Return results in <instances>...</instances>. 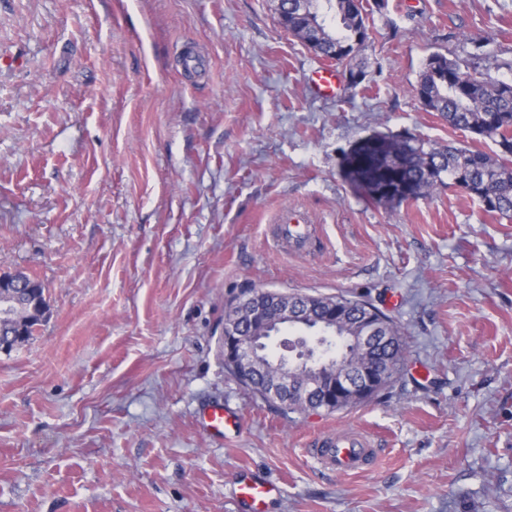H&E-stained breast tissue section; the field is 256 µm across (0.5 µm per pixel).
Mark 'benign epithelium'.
Instances as JSON below:
<instances>
[{"label": "benign epithelium", "instance_id": "obj_1", "mask_svg": "<svg viewBox=\"0 0 512 512\" xmlns=\"http://www.w3.org/2000/svg\"><path fill=\"white\" fill-rule=\"evenodd\" d=\"M28 282L22 273L0 274V326L13 329L12 338L0 339V351L9 352L17 343L13 337L24 335L33 322H41L47 308L41 299L24 291ZM321 300L314 296L295 297L258 289L249 299L235 302L224 312L222 353L224 363L238 377L248 380L254 372L265 374V388L275 398L288 403L308 404L319 397L327 408L336 399L363 400L385 376L381 366L371 360L378 345L392 340L379 331L377 317L369 314L360 321L358 333L349 337L357 358L344 357V346L332 336H319L316 346L304 347L291 357L269 355L270 337L265 329L278 331L307 319L304 308L317 309Z\"/></svg>", "mask_w": 512, "mask_h": 512}]
</instances>
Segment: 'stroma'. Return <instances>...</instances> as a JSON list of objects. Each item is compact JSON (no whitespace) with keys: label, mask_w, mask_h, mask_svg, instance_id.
Segmentation results:
<instances>
[{"label":"stroma","mask_w":512,"mask_h":512,"mask_svg":"<svg viewBox=\"0 0 512 512\" xmlns=\"http://www.w3.org/2000/svg\"><path fill=\"white\" fill-rule=\"evenodd\" d=\"M358 85L313 94L321 57L274 0H0V273L46 287L33 339L0 352V512H512V219L456 189L390 208L342 153L408 132L495 155L412 92L435 54L512 81V0H362ZM306 248L278 245L294 215ZM369 301L400 328L401 380L290 412L224 366L225 306L251 289ZM234 408L238 434L200 425ZM377 463L325 473L328 427ZM378 451L373 436L363 429L330 428L312 439L307 456L321 469L348 473L365 470ZM279 492L269 480L243 478L236 483V497L244 512H264L267 500Z\"/></svg>","instance_id":"35a3bbf8"}]
</instances>
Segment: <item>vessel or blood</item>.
I'll use <instances>...</instances> for the list:
<instances>
[{
    "mask_svg": "<svg viewBox=\"0 0 512 512\" xmlns=\"http://www.w3.org/2000/svg\"><path fill=\"white\" fill-rule=\"evenodd\" d=\"M314 92L323 97L336 94L337 78L335 69L322 67L312 76ZM312 235L309 227L297 224H283L279 227L278 239L293 248H302ZM204 426L221 435L234 426L236 419L224 406L215 405L201 417ZM308 456L321 469L348 473L365 470L377 456V444L371 434L359 428H330L312 439L307 450ZM278 486L269 480L240 479L236 484V497L244 512H265V505Z\"/></svg>",
    "mask_w": 512,
    "mask_h": 512,
    "instance_id": "b4317fda",
    "label": "vessel or blood"
}]
</instances>
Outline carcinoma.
<instances>
[{
  "label": "carcinoma",
  "mask_w": 512,
  "mask_h": 512,
  "mask_svg": "<svg viewBox=\"0 0 512 512\" xmlns=\"http://www.w3.org/2000/svg\"><path fill=\"white\" fill-rule=\"evenodd\" d=\"M318 0H288L286 31L305 42L315 54L334 60L354 70L353 60L370 39V26L357 0H325L340 17L341 29L332 32L318 19ZM413 93L429 100L448 126L473 133L495 144L512 145V83L477 78L462 70L460 64L435 55L427 61ZM382 148L374 142H356L359 164L354 169L342 166L345 179L353 189L369 200L386 206H399L406 199L397 196L399 186L407 183L414 198L452 187L461 177L459 190L476 200L482 209L501 217L512 216V156L502 152L491 157L480 151L449 145L436 148L414 136L377 133ZM404 159L402 170L391 166V155ZM406 359L403 342L396 348L383 349L380 360L386 376L371 391L374 398L388 390L398 379Z\"/></svg>",
  "instance_id": "cac0c4a2"
}]
</instances>
